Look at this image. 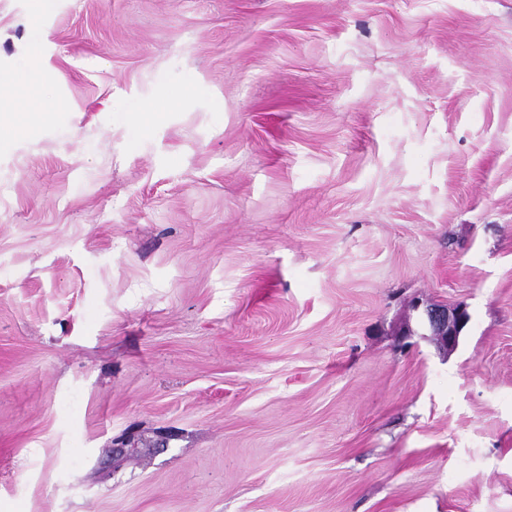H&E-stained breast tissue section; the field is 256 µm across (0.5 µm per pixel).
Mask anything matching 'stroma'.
<instances>
[{"label":"stroma","instance_id":"35a3bbf8","mask_svg":"<svg viewBox=\"0 0 512 512\" xmlns=\"http://www.w3.org/2000/svg\"><path fill=\"white\" fill-rule=\"evenodd\" d=\"M36 29L0 512H512V0H0V74ZM424 320L442 346L454 350L460 342V335L467 325L470 315L466 308L448 309L439 305H426L423 310Z\"/></svg>","mask_w":512,"mask_h":512}]
</instances>
